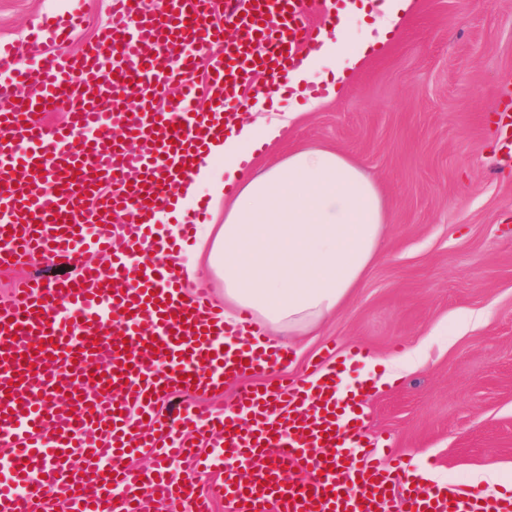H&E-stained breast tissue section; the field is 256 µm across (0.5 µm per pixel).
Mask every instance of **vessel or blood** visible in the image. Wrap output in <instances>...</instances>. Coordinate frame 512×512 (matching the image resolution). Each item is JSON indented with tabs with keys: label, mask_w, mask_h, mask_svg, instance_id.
Instances as JSON below:
<instances>
[{
	"label": "vessel or blood",
	"mask_w": 512,
	"mask_h": 512,
	"mask_svg": "<svg viewBox=\"0 0 512 512\" xmlns=\"http://www.w3.org/2000/svg\"><path fill=\"white\" fill-rule=\"evenodd\" d=\"M260 0H112L83 53L67 46L82 5L43 17L28 58L0 41V269L42 256L64 264L108 251L46 283L19 278L0 304V512H512V490L427 485L393 462L367 428L366 385L338 397L340 368L315 382L243 388L238 407L188 405L166 426L156 407L173 391L215 398L231 379L287 365L286 346L186 293L177 243L155 259V216L208 147L215 125L197 106L207 64L212 110L242 95L253 64L277 90L325 27L306 0H284L266 23ZM261 38L234 54L225 25ZM180 95L161 100L171 84ZM64 110L66 124L42 115ZM137 221L119 223L125 213ZM154 455L152 471L126 466ZM83 467H74V459ZM216 470L213 489L199 472Z\"/></svg>",
	"instance_id": "b4317fda"
}]
</instances>
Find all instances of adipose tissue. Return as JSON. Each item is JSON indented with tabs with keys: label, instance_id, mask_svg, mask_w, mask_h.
Here are the masks:
<instances>
[{
	"label": "adipose tissue",
	"instance_id": "1",
	"mask_svg": "<svg viewBox=\"0 0 512 512\" xmlns=\"http://www.w3.org/2000/svg\"><path fill=\"white\" fill-rule=\"evenodd\" d=\"M414 6L413 0H357L340 11L335 30L289 75L297 94L316 78L348 76L372 43L383 40ZM270 113L266 122L238 118L214 137L207 156L178 187L176 211L201 192L224 208V221L205 225L190 248L199 269L224 279V299L262 319L271 331L306 330L344 305L377 260L386 212L378 184L354 161L328 149H302L246 178L241 164L253 150L277 141L293 106L279 93L250 102Z\"/></svg>",
	"mask_w": 512,
	"mask_h": 512
}]
</instances>
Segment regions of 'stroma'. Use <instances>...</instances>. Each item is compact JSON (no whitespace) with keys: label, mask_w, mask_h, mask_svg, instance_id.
I'll return each instance as SVG.
<instances>
[{"label":"stroma","mask_w":512,"mask_h":512,"mask_svg":"<svg viewBox=\"0 0 512 512\" xmlns=\"http://www.w3.org/2000/svg\"><path fill=\"white\" fill-rule=\"evenodd\" d=\"M69 2L0 0V40L27 56L29 30ZM511 102L512 0H417L333 100L249 161L327 148L377 180L388 219L362 287L317 330L267 338L296 376L358 345L375 362L422 348L371 397V428L466 484L493 463L512 473V161L494 124Z\"/></svg>","instance_id":"1"}]
</instances>
